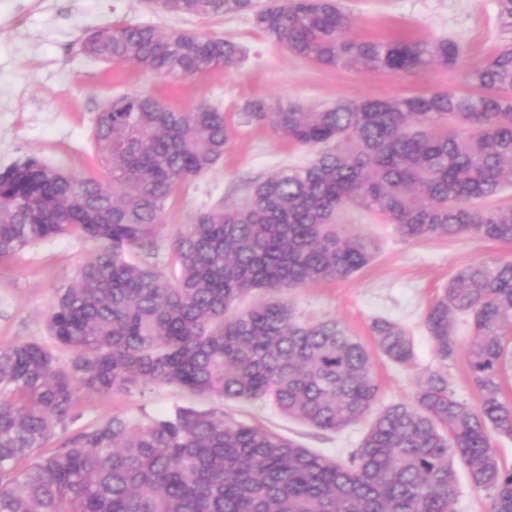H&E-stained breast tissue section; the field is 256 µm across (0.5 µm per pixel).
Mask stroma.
Masks as SVG:
<instances>
[{
    "instance_id": "obj_1",
    "label": "stroma",
    "mask_w": 512,
    "mask_h": 512,
    "mask_svg": "<svg viewBox=\"0 0 512 512\" xmlns=\"http://www.w3.org/2000/svg\"><path fill=\"white\" fill-rule=\"evenodd\" d=\"M339 2L352 20L349 34L354 38L449 37L469 60L487 57L501 41L496 0ZM117 21L224 37L238 43L245 57L235 68L181 79L159 78L130 63L88 59L82 50L84 35ZM464 88L460 70L439 66L411 76L318 66L268 40L243 15L173 17L152 9L145 0H0L1 168L34 157L78 176L96 172L92 132L98 112L108 99L128 92L146 91L179 108L205 103L228 113L232 138L223 158L204 175L183 182L166 204L158 258L164 267L171 259L170 236L197 213L219 203L242 202L253 180L310 159L309 151L289 144L269 126L247 122L241 109L248 100L321 108L343 100ZM342 222L373 242V258L348 280L295 292L299 315L312 321L337 320L370 350L380 404L410 400L418 380L438 370L458 400L477 405L480 394L465 356L471 317L456 316L457 350L444 364L436 356L424 317L459 269L512 258V243L474 235L408 239L384 218L355 208L343 214ZM92 250L84 240L60 236L0 264V345L37 342L53 347L45 320L56 290ZM378 319L410 334V365L395 364L377 350L371 326ZM179 406L222 408L337 459L358 448L369 425L364 419L336 433L319 431L270 405L197 397L165 385L127 395L81 392L67 434L90 429L115 413L162 416Z\"/></svg>"
}]
</instances>
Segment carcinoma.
<instances>
[{
  "label": "carcinoma",
  "mask_w": 512,
  "mask_h": 512,
  "mask_svg": "<svg viewBox=\"0 0 512 512\" xmlns=\"http://www.w3.org/2000/svg\"><path fill=\"white\" fill-rule=\"evenodd\" d=\"M501 45L464 63L451 38L359 40L337 0H149L172 16L245 15L269 40L315 64L413 75L464 66L468 91L355 99L328 108L245 103L249 122L311 150L307 163L253 183L244 200L196 215L154 261L166 202L224 156L231 123L207 104L171 109L150 93L108 99L94 129L103 177L28 159L0 170V263L63 235L95 243L56 290L47 328L73 353L60 364L32 342L0 345V512H454L455 462L512 512V467L491 431L512 436L502 373L512 358V259L456 272L425 327L441 362L456 351L454 317H472L466 359L475 408L443 373L408 402L374 415L345 462L222 409L162 417L120 413L44 452L67 430L82 391L149 385L271 404L322 431L371 414L379 387L365 346L334 319L307 322L287 294L344 281L368 265L371 241L341 224L350 207L384 216L409 239L473 234L512 243V206L483 202L512 186V0H496ZM85 55L163 78L237 64L231 40L113 22L88 32ZM372 332L398 364L407 331Z\"/></svg>",
  "instance_id": "1"
}]
</instances>
